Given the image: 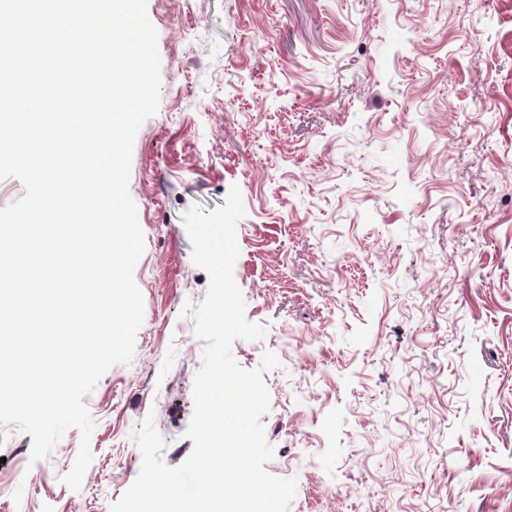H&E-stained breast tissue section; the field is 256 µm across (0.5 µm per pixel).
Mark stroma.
Masks as SVG:
<instances>
[{
    "label": "stroma",
    "instance_id": "35a3bbf8",
    "mask_svg": "<svg viewBox=\"0 0 512 512\" xmlns=\"http://www.w3.org/2000/svg\"><path fill=\"white\" fill-rule=\"evenodd\" d=\"M161 98L136 133L129 193L144 251L130 363L31 463L0 427V512H111L153 418L190 456L208 272L191 207L238 187L233 278L265 353L261 424L290 512H512V0H147Z\"/></svg>",
    "mask_w": 512,
    "mask_h": 512
}]
</instances>
